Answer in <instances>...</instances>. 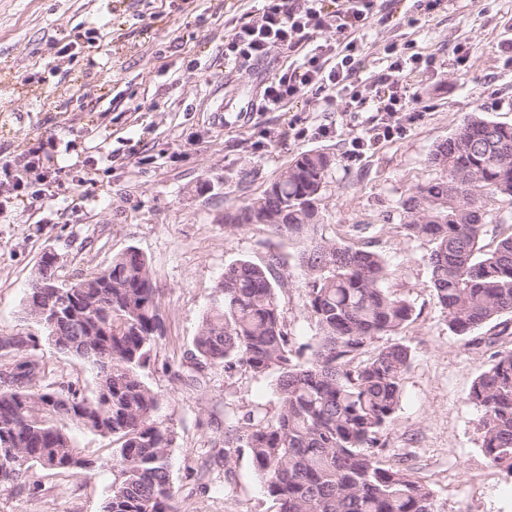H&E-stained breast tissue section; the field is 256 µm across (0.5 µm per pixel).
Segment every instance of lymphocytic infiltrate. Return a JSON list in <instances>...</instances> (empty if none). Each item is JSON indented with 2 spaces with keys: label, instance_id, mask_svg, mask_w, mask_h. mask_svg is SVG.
<instances>
[{
  "label": "lymphocytic infiltrate",
  "instance_id": "1",
  "mask_svg": "<svg viewBox=\"0 0 512 512\" xmlns=\"http://www.w3.org/2000/svg\"><path fill=\"white\" fill-rule=\"evenodd\" d=\"M377 14V0H266L247 21L235 26L224 50L228 60L258 59L280 49L294 61L264 83L259 109L279 112L300 100L331 104L345 100L361 111L367 99L377 103L376 116L351 140L350 160L400 136L414 119L419 91L406 77L415 71H436L434 56L416 52L411 42L391 44L390 78L362 83L364 33Z\"/></svg>",
  "mask_w": 512,
  "mask_h": 512
}]
</instances>
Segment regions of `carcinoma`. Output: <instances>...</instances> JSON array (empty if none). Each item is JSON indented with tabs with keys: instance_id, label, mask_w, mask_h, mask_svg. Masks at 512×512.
Instances as JSON below:
<instances>
[{
	"instance_id": "obj_1",
	"label": "carcinoma",
	"mask_w": 512,
	"mask_h": 512,
	"mask_svg": "<svg viewBox=\"0 0 512 512\" xmlns=\"http://www.w3.org/2000/svg\"><path fill=\"white\" fill-rule=\"evenodd\" d=\"M434 177L397 202L408 235L432 244L428 257L435 297L448 330L467 336L512 313V234L487 252V224H511L512 125L474 113L427 158ZM331 159L320 151L295 156L256 197L224 213V223L261 224L278 239L305 244L306 309L321 336L304 364L283 324L276 274L278 254L263 263L238 259L224 269L222 299L203 317L193 338L197 369L240 365L256 376L277 372L276 417L249 410L224 428V460L247 450L265 493L279 512H437L428 484L395 462L381 434L398 409L409 369V347L393 342L357 357L375 339L393 336L414 321L405 298L384 288L385 256L353 248L320 233V202ZM54 255L44 254L35 277L58 299L79 295L83 311L25 333L0 334V369L23 385L0 384V443L7 439L19 462L0 463V485L39 489L32 468L59 473L96 467L82 455L75 431L119 441L112 453L111 493L104 512H177L171 477L174 432L154 413L161 395L143 379L163 333L153 271L130 247L112 262L64 282ZM112 311L102 329L105 311ZM88 363L96 387L88 395L76 383L40 385V341ZM473 343L493 349L468 399L480 408L482 451L489 463L512 474V347L498 337Z\"/></svg>"
}]
</instances>
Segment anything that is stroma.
I'll return each instance as SVG.
<instances>
[{
	"label": "stroma",
	"instance_id": "35a3bbf8",
	"mask_svg": "<svg viewBox=\"0 0 512 512\" xmlns=\"http://www.w3.org/2000/svg\"><path fill=\"white\" fill-rule=\"evenodd\" d=\"M258 7V0H0V165L22 164L30 139L50 137L71 177L50 197L30 173L21 200L0 215V333L26 330L29 283L44 253H54L61 278L72 281L138 249L159 288L163 335L144 377L162 396L157 420L175 433L178 512H277L248 454L227 466L215 459L225 417L257 407L275 413L276 375L217 365L188 386L181 374L204 314L221 296L224 269L239 258L279 255L291 280L278 292L288 333L299 345L317 342L302 245L259 225L225 224L224 213L262 192L297 154L327 153L323 235L385 255L387 288L415 309L397 336L411 365L383 431L388 448L429 484L440 512H512V476L485 458L480 410L468 400L490 353L449 331L431 283V245L409 236L394 211L431 178L429 153L474 109L512 124V67L499 51L512 40V0H444L425 16L414 0H382L365 35L361 80L389 76L384 47L400 36L441 62L460 44L470 58L435 75L413 74L411 83L424 89L421 117L354 162L346 154L356 129L344 101L316 112L304 101L283 112L253 111L263 84L288 63L279 50L260 61H225L228 35ZM54 39L71 42V56L50 54ZM301 114L333 134L266 139ZM354 224L374 231L351 235ZM39 354L46 382L93 390L87 363L49 344ZM77 441L98 462L95 475L34 468L38 492L0 486V512H103L113 443L88 431Z\"/></svg>",
	"mask_w": 512,
	"mask_h": 512
}]
</instances>
